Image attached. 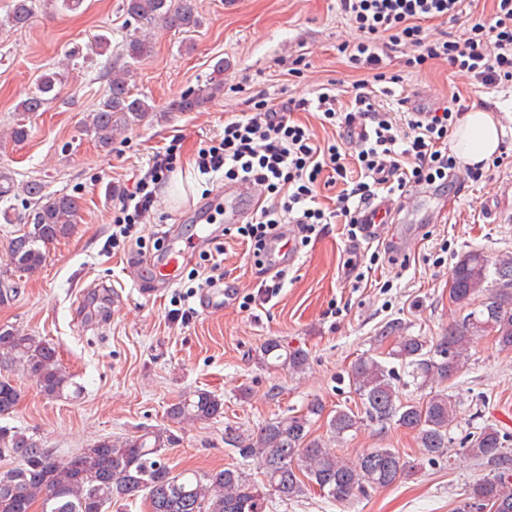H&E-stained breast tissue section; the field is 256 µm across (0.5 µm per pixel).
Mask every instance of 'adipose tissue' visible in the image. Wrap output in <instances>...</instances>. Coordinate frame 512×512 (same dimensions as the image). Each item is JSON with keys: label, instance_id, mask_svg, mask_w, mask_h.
<instances>
[{"label": "adipose tissue", "instance_id": "1", "mask_svg": "<svg viewBox=\"0 0 512 512\" xmlns=\"http://www.w3.org/2000/svg\"><path fill=\"white\" fill-rule=\"evenodd\" d=\"M453 149L467 164L489 161L500 148V132L492 114L483 109L469 111L453 134Z\"/></svg>", "mask_w": 512, "mask_h": 512}]
</instances>
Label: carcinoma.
Here are the masks:
<instances>
[{
    "label": "carcinoma",
    "instance_id": "cac0c4a2",
    "mask_svg": "<svg viewBox=\"0 0 512 512\" xmlns=\"http://www.w3.org/2000/svg\"><path fill=\"white\" fill-rule=\"evenodd\" d=\"M127 23L161 22L181 32L200 25L195 0H125ZM34 16L33 0H13L0 27L21 29ZM148 41L126 40L120 58L107 75V97L86 123L103 149L130 123L156 111L147 100L134 95L129 81L134 65L150 52ZM62 79L44 73L34 92L20 105L24 115L42 112L57 99ZM222 87L216 80L189 90L170 110L191 112ZM23 197L29 204L23 228L9 240L5 268L0 270V303L16 292L13 277L32 276L45 264L48 245L69 236L79 218L80 197L46 192L41 181L15 184L10 173L0 171V198ZM449 297L467 311L462 321L442 335L399 336L388 352L392 365L372 356L360 357L348 373L360 400L358 410L339 408L328 421L327 438L312 435L325 406L310 401L301 414L271 419L253 433L233 426L224 428V444L238 455L256 459L263 476L252 480L232 466L199 473L173 470L165 462L166 450L178 437L168 426L140 435L100 439L66 459H57L26 430L0 425V457L18 465L0 470V512H109L112 504L145 496L150 512H265L267 496L297 498L316 487L340 505L357 494L397 484L413 465L394 448H371L349 461L336 446L364 424L394 426L416 436L423 456L430 460L448 454L451 429L457 421V401L442 384L460 373L473 339L486 333L500 349L512 351V254L491 258L475 249L463 254L451 270ZM266 366L304 369L308 353L270 339L259 350ZM16 369L35 382L48 398H62L73 386L72 376L58 359L56 346L13 325H0V368ZM418 389H430L423 401L399 395L401 377ZM13 381L0 375V418L12 415L20 401ZM224 415V399L198 389L180 396L166 410L168 421H210ZM466 453L489 473L467 492L460 512H512V448L506 434L485 423L470 432ZM40 510H34V507Z\"/></svg>",
    "mask_w": 512,
    "mask_h": 512
}]
</instances>
